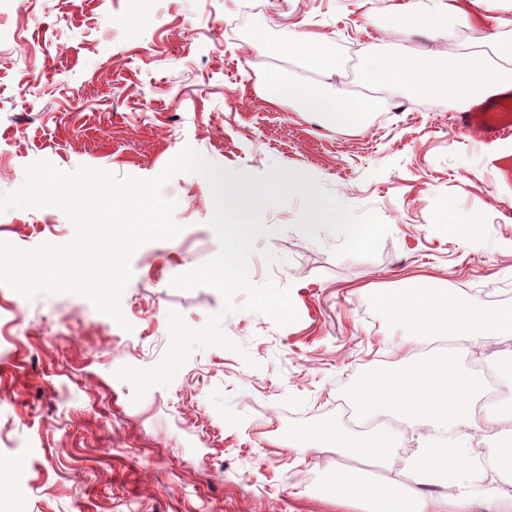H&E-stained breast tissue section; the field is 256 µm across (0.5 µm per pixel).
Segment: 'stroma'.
Returning <instances> with one entry per match:
<instances>
[{
  "label": "stroma",
  "instance_id": "stroma-1",
  "mask_svg": "<svg viewBox=\"0 0 512 512\" xmlns=\"http://www.w3.org/2000/svg\"><path fill=\"white\" fill-rule=\"evenodd\" d=\"M407 0H0V193L45 159L150 178L186 146L229 169L271 165L318 178L357 213L390 231L376 256L338 255L340 236L310 240L294 222L301 200L267 208L269 235L249 259L253 283L290 287L297 322L279 327L239 309L223 313L209 287L171 279L219 250L209 226L207 181L180 174V235L142 246L122 297L130 329L74 294L29 300L0 288V500L8 512H340L322 494L336 451H302L304 431L335 426L371 375L400 368L405 330L383 296L425 279L428 287L512 310V136L485 140L454 124L457 105L399 86L361 81L365 56L389 52L392 20ZM438 19L404 41L445 59L469 50L470 29L430 0ZM326 38L339 96L384 99L366 126L344 129L319 112L273 106L268 72L305 78L279 47L297 31ZM45 52L39 79L25 56ZM479 223L449 236L446 210ZM73 228L58 209L0 213V240L21 248L62 244ZM201 327L220 312L230 350H195L169 387L139 403L115 372L156 364L169 345V310ZM466 446L486 454L489 436L512 434V415L480 412ZM25 460L24 470L10 466Z\"/></svg>",
  "mask_w": 512,
  "mask_h": 512
}]
</instances>
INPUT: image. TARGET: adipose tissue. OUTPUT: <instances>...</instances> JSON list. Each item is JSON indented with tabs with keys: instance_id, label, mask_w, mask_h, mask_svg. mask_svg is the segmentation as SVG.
<instances>
[{
	"instance_id": "adipose-tissue-1",
	"label": "adipose tissue",
	"mask_w": 512,
	"mask_h": 512,
	"mask_svg": "<svg viewBox=\"0 0 512 512\" xmlns=\"http://www.w3.org/2000/svg\"><path fill=\"white\" fill-rule=\"evenodd\" d=\"M497 44V35H480L478 48L461 53L449 64L434 54L414 55L403 45L394 54L365 57L362 71L367 82L398 83L464 105L512 89V67L488 53ZM281 51L296 56L318 78H327L336 70L324 41L310 34L299 33ZM290 94L297 111L330 113L342 128L363 125L381 106L379 99L366 94L321 98L311 84L297 85ZM382 306L409 323L418 335L442 337L445 345L425 361L405 355L399 375L368 383L355 395V403L370 418L388 413L414 427L445 428L461 434L474 429L472 405L484 391L485 380L463 369L459 346L511 336L512 313L489 307L475 297L459 299L422 288L383 299ZM331 445L340 455H368L381 460L395 448L396 441L392 430L385 426L375 434L339 427L308 434L304 450L315 454ZM503 467L504 455L498 447L488 449L487 465L478 470L466 449L425 438L403 458L401 468L377 488L367 487L340 471L332 493L343 508L368 504L374 512H466L471 502L468 475L478 472L485 481L500 476Z\"/></svg>"
}]
</instances>
